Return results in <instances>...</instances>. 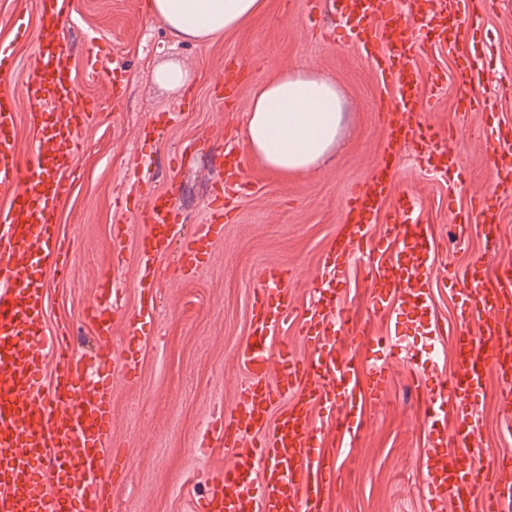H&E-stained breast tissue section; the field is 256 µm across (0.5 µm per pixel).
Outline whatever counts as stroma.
I'll return each mask as SVG.
<instances>
[{
    "label": "stroma",
    "mask_w": 512,
    "mask_h": 512,
    "mask_svg": "<svg viewBox=\"0 0 512 512\" xmlns=\"http://www.w3.org/2000/svg\"><path fill=\"white\" fill-rule=\"evenodd\" d=\"M64 32L79 99L93 101L98 116L82 133L72 190L60 209L59 231L69 242L66 280L46 275L47 329L66 325L88 373L101 367L97 337L86 318L102 272L111 268L112 227H126L125 262L112 315L117 353L134 360V377L112 382V446L104 452L112 469L111 512H192L206 496L212 470L231 456L209 444L208 430L231 411L245 380L237 360L248 334L257 275L270 264L290 275L288 294L297 316L316 298V277L328 242L343 224L353 189L390 164L391 201L407 200L400 218L426 224L437 242L431 256L435 283L428 309L448 333L475 330L461 317L448 286L449 269L481 259L492 273L512 261V186L496 185L501 151L489 141L492 127L512 123V0H494L475 33L478 47L423 43L416 57L423 98L432 102L425 119L439 134V147L460 157L444 174L435 159H423L411 142L388 156V127L380 100L392 93L357 42L346 38L339 16L313 11L309 0H268L265 15L221 39L187 44L171 37L147 15L148 0H72ZM37 0H0V40L14 42L19 65L10 84L22 93L36 75L32 52L38 37ZM105 51L95 54L93 42ZM174 61L188 70L190 85L164 89L154 80L157 65ZM482 75L476 100L491 110L457 112L454 81L458 62ZM241 75L232 101L218 90L226 64ZM302 64L329 78L342 99L346 120L333 155L307 172L282 177L248 158L244 187L206 264L192 277L180 270L171 246L155 265V316L135 325L141 303L136 248L146 231L139 212L165 192L184 234H193L224 204V142L237 139L255 87L281 68ZM122 90L113 98L111 84ZM497 189L501 216L498 240L478 230L470 212L473 195ZM469 225L460 235L459 225ZM392 252L367 250L353 262L340 287L336 326L341 354L363 367L378 354L389 315L374 308L377 266L395 262ZM408 355L391 360V381L377 404L367 406L363 425L341 433L336 421L316 415L320 446L336 461L338 480L324 493V512H433L423 489L420 462L431 450L422 392L433 375L417 367L430 349L420 328L409 326ZM487 458L512 453L502 436L501 390L488 380L480 411Z\"/></svg>",
    "instance_id": "1"
}]
</instances>
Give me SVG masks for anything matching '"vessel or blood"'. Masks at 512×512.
I'll return each mask as SVG.
<instances>
[{
    "label": "vessel or blood",
    "mask_w": 512,
    "mask_h": 512,
    "mask_svg": "<svg viewBox=\"0 0 512 512\" xmlns=\"http://www.w3.org/2000/svg\"><path fill=\"white\" fill-rule=\"evenodd\" d=\"M71 0H40V38L34 47L37 75L22 97L6 85L16 66L13 43L0 42V512H106L109 493L99 476V452L112 445V377L87 379L78 353L61 331L47 330L45 269L66 279L70 254L57 231L63 199L81 149V133L95 118L94 104L74 107L75 77L62 47L64 17ZM406 0H330L352 21L351 33L365 57L396 89L387 109L391 148L410 140L429 145L435 131L419 118L426 103L418 92L416 56L423 40L457 43L477 27L475 0H437L434 13L412 14ZM416 37H409V30ZM479 76L461 66L456 109L471 111ZM33 131L28 155L16 135L19 115ZM392 175L377 167L370 182L351 193L346 220L330 245L331 278L301 320L309 348L301 358L274 347L276 331L292 318L288 277L275 266L263 268L261 292L254 297L251 328L238 354L246 374L231 415L212 431L234 452L230 467L214 473L211 492L197 512H323L322 492L336 477V463L317 446L316 411L336 417L343 429L359 426L367 405L377 403L389 381L388 363H371L364 376L336 346L329 322L335 288L367 246L371 225L386 227L380 242L397 249L394 270L381 267L374 279L373 304L402 316L405 305L426 310L433 288L429 264L432 237L427 225L404 224L386 209ZM472 210L486 226L498 222V197H474ZM223 219L200 225L184 242L180 263L192 270L205 263L208 246ZM147 227L137 261L140 292H152L154 264L178 237L166 195L143 209ZM459 288L462 309L476 313L480 326L452 339L455 374L424 398V418L432 451L422 462L424 488L437 505L452 512H503L512 504V457L486 459L479 410L488 374L502 386L504 415L512 422V276L475 279L473 272L449 271ZM87 314L102 345L112 325L109 276H102ZM276 373H269V362ZM285 397L272 414L275 397Z\"/></svg>",
    "instance_id": "1"
}]
</instances>
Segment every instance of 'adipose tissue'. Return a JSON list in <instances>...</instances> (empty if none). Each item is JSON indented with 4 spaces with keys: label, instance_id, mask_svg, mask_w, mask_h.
Returning <instances> with one entry per match:
<instances>
[{
    "label": "adipose tissue",
    "instance_id": "obj_1",
    "mask_svg": "<svg viewBox=\"0 0 512 512\" xmlns=\"http://www.w3.org/2000/svg\"><path fill=\"white\" fill-rule=\"evenodd\" d=\"M149 16L185 43L222 37L262 15L267 0H150ZM345 119L333 82L301 66L255 91L241 129L249 156L278 175L307 171L336 148Z\"/></svg>",
    "mask_w": 512,
    "mask_h": 512
}]
</instances>
